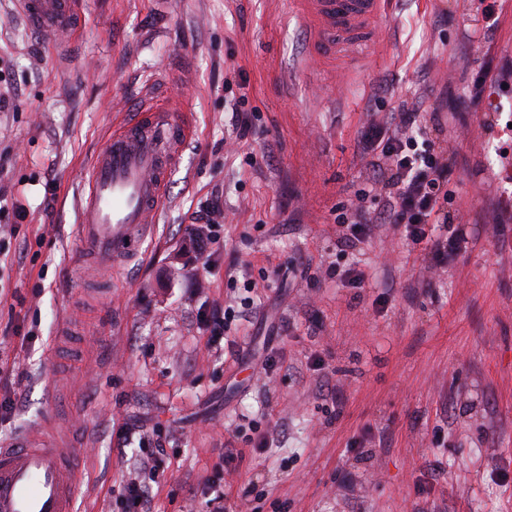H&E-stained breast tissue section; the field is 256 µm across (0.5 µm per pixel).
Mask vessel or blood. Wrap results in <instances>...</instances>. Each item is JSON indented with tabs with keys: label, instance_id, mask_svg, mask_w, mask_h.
I'll use <instances>...</instances> for the list:
<instances>
[{
	"label": "vessel or blood",
	"instance_id": "b4317fda",
	"mask_svg": "<svg viewBox=\"0 0 512 512\" xmlns=\"http://www.w3.org/2000/svg\"><path fill=\"white\" fill-rule=\"evenodd\" d=\"M390 0H293L309 31L306 56L319 62L345 57L372 39ZM20 10L52 51L76 35L79 0H19ZM193 135L174 102L146 95L132 119L118 123L87 171L78 235L83 254L109 269L152 234L170 175ZM82 481L67 450L32 432L0 443V512H75Z\"/></svg>",
	"mask_w": 512,
	"mask_h": 512
}]
</instances>
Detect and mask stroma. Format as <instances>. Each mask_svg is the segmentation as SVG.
I'll return each mask as SVG.
<instances>
[{
    "mask_svg": "<svg viewBox=\"0 0 512 512\" xmlns=\"http://www.w3.org/2000/svg\"><path fill=\"white\" fill-rule=\"evenodd\" d=\"M289 2L81 0L59 57L0 0V439L70 429L80 512H125L158 450L152 512H207L212 480L228 512H512V0H391L329 68L301 67ZM168 67L185 76L159 94L196 132L161 220L118 269L75 265L91 159ZM412 97L469 232L444 267L388 224L336 247L377 206L360 127ZM354 262L364 287L332 278ZM227 300L245 306L233 354L202 325Z\"/></svg>",
    "mask_w": 512,
    "mask_h": 512,
    "instance_id": "stroma-1",
    "label": "stroma"
}]
</instances>
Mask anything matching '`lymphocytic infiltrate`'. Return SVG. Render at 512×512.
Instances as JSON below:
<instances>
[{"instance_id": "obj_1", "label": "lymphocytic infiltrate", "mask_w": 512, "mask_h": 512, "mask_svg": "<svg viewBox=\"0 0 512 512\" xmlns=\"http://www.w3.org/2000/svg\"><path fill=\"white\" fill-rule=\"evenodd\" d=\"M423 111L421 101L403 100L388 118H373L362 126L358 146L371 158V189L381 199L382 209L374 220L356 215L338 242L341 251L354 249L378 219L393 225L408 244L438 265L453 259L467 243L465 228L448 227L449 169L425 146L429 128Z\"/></svg>"}]
</instances>
